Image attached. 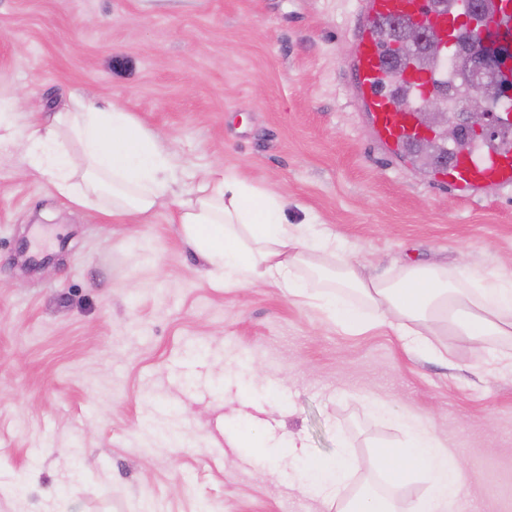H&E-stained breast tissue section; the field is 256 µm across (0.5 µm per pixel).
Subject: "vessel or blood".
<instances>
[{
    "mask_svg": "<svg viewBox=\"0 0 512 512\" xmlns=\"http://www.w3.org/2000/svg\"><path fill=\"white\" fill-rule=\"evenodd\" d=\"M424 0H364L356 24V51L352 65L353 83L368 112L374 134L388 150L399 154L417 145L423 135L413 105H400L386 91L392 66L379 43L383 24L416 21ZM468 8V0H448L437 14L442 39H451L455 20ZM438 180L461 198L469 199L512 185V149L481 147L454 152L446 167L436 172Z\"/></svg>",
    "mask_w": 512,
    "mask_h": 512,
    "instance_id": "obj_1",
    "label": "vessel or blood"
}]
</instances>
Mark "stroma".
I'll return each mask as SVG.
<instances>
[{
	"label": "stroma",
	"mask_w": 512,
	"mask_h": 512,
	"mask_svg": "<svg viewBox=\"0 0 512 512\" xmlns=\"http://www.w3.org/2000/svg\"><path fill=\"white\" fill-rule=\"evenodd\" d=\"M363 0H0V512H336L301 465L345 445L346 496L386 489L394 418H423L478 481L453 512H512V364L350 333L272 285L228 286L172 210L110 224L16 142L73 99L121 102L187 173L232 169L316 216L367 272L512 275V187L470 201L375 138L349 80ZM383 410L370 407L371 399ZM256 434L269 464L239 438ZM304 447L281 459L288 441Z\"/></svg>",
	"instance_id": "obj_1"
}]
</instances>
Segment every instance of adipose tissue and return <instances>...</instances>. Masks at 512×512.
<instances>
[{"label": "adipose tissue", "mask_w": 512, "mask_h": 512, "mask_svg": "<svg viewBox=\"0 0 512 512\" xmlns=\"http://www.w3.org/2000/svg\"><path fill=\"white\" fill-rule=\"evenodd\" d=\"M30 167L74 205L119 222L148 221L159 205H174V223L211 267L232 285L271 284L317 305L342 329L394 326L437 357L435 335L512 344V278L485 277L465 266L403 264L392 277L364 274L335 235L304 236L287 218V197L232 170L207 172L177 190L174 161L156 133L121 106L77 101L53 122H33L20 140ZM401 450L379 451L374 465L402 484L422 477L428 494L410 512H453L473 477L447 438L407 416ZM357 468L345 447L333 460H312L300 475L305 492L338 501V512H397L393 497L362 490L343 499Z\"/></svg>", "instance_id": "1"}]
</instances>
